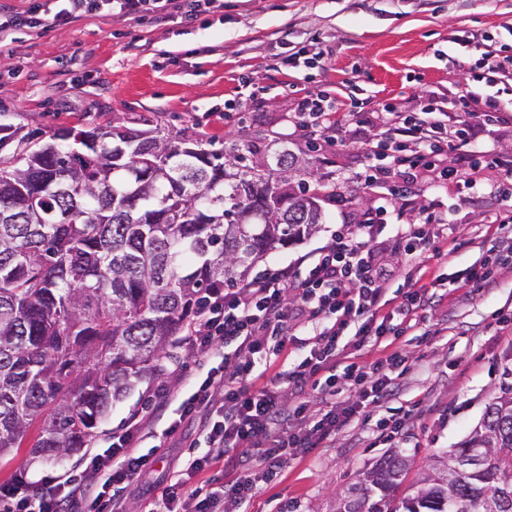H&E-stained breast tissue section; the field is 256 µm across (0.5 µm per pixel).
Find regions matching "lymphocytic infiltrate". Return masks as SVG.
I'll use <instances>...</instances> for the list:
<instances>
[{
	"label": "lymphocytic infiltrate",
	"instance_id": "obj_1",
	"mask_svg": "<svg viewBox=\"0 0 512 512\" xmlns=\"http://www.w3.org/2000/svg\"><path fill=\"white\" fill-rule=\"evenodd\" d=\"M218 0H34L29 8L0 22V32L11 28H65L81 16L101 14L142 19L163 14L193 21ZM503 107L496 96L484 99L480 111L440 105L434 92L422 91L419 108L397 112L385 108L376 114L341 112L329 93L302 99L288 118L303 137L325 143L342 142L353 126H379L380 138L368 142L374 159L363 173L364 184L388 178L391 170L434 173L445 180L472 184L471 169L442 165L445 150L459 158L473 155L470 131L477 124L497 122ZM388 210L378 207L360 224H344L330 241L300 260L299 267L268 270L248 283L225 288L190 323L181 342L204 353L219 345H233L223 366L210 369L204 379L189 378L182 391L160 389L161 407H175L177 417L168 427L176 432L183 421L201 415L208 453L190 459L162 495L161 512H241L260 493L262 482L280 470L285 455L308 453L335 436L369 402L392 395L393 370L403 364L399 353L376 361L365 373L347 362L348 350L380 343L384 336H400L412 329L418 316L435 302L419 274L432 247V230L447 231L448 218L428 213L423 223L399 225L394 244L409 271L396 314L385 313L386 274L372 243L387 227ZM292 350L291 361L276 372L271 385L250 387L260 368L271 367L273 356ZM324 376L332 395L330 410L319 418L309 415L307 386ZM147 421L131 419L111 446L90 456L80 480H62L49 489L36 487L29 473L0 484V502L11 512H62L66 502L81 498L83 512H115L116 495L125 484L150 470L154 461L139 453ZM231 475L223 494L202 492L190 480L219 462Z\"/></svg>",
	"mask_w": 512,
	"mask_h": 512
}]
</instances>
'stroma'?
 I'll use <instances>...</instances> for the list:
<instances>
[{"instance_id": "35a3bbf8", "label": "stroma", "mask_w": 512, "mask_h": 512, "mask_svg": "<svg viewBox=\"0 0 512 512\" xmlns=\"http://www.w3.org/2000/svg\"><path fill=\"white\" fill-rule=\"evenodd\" d=\"M512 57V0H224V6L189 24L161 16L144 22L87 16L65 30L17 29L0 34V121L39 132L41 141L64 127L126 126L198 140L232 154L254 143L312 151L310 184L321 194L324 222L304 240L270 252L258 270L296 265L325 245L342 224L362 223L369 210L392 205L390 220L417 224L437 202L447 211L451 239L436 245L447 264L430 259L440 301L417 327L391 345L354 352L369 370L389 350L401 352L405 371L396 392L370 405L332 441L290 456L264 483L257 512H336V498L382 455L399 447L413 460L409 480L457 446L479 425L486 405L512 388V265L497 270L491 289L464 286L463 269L481 264L493 245L495 215L507 207L491 187L502 181L492 164L473 172L474 187L418 176L412 200L392 198L385 186L368 187L359 176L368 163L366 126L343 144L309 148L288 131L286 115L306 96L326 90L339 111L374 112L383 105L415 111L429 89L440 103H458L473 84L487 49ZM309 67H292V60ZM259 88L245 121L217 119L243 83ZM465 246L455 250V240ZM214 358L176 348L166 377L133 380L130 390L102 417L88 447L104 450L136 413L151 416L142 451H155L154 469L120 495L122 512H152L155 502L197 440L199 421L176 434L155 422L151 398L160 382ZM407 421L394 437L382 430L391 417ZM35 432L21 447L0 455V483L21 470L48 480L76 476L84 452L36 455Z\"/></svg>"}]
</instances>
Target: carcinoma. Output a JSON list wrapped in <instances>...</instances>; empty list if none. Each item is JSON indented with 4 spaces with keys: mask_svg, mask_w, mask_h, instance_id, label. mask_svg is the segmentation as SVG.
I'll list each match as a JSON object with an SVG mask.
<instances>
[{
    "mask_svg": "<svg viewBox=\"0 0 512 512\" xmlns=\"http://www.w3.org/2000/svg\"><path fill=\"white\" fill-rule=\"evenodd\" d=\"M309 166L120 126L39 144L0 123V453L34 425L36 454L83 448L208 298L324 223L317 189L292 186ZM448 458L399 496L412 460L391 450L336 512H512V397Z\"/></svg>",
    "mask_w": 512,
    "mask_h": 512,
    "instance_id": "obj_1",
    "label": "carcinoma"
}]
</instances>
